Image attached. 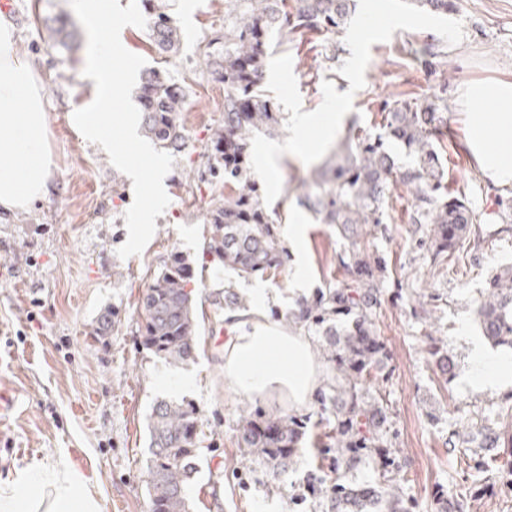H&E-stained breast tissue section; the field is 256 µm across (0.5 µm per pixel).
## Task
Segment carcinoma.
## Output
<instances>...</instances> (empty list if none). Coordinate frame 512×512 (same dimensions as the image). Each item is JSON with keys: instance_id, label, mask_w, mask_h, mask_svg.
<instances>
[{"instance_id": "obj_1", "label": "carcinoma", "mask_w": 512, "mask_h": 512, "mask_svg": "<svg viewBox=\"0 0 512 512\" xmlns=\"http://www.w3.org/2000/svg\"><path fill=\"white\" fill-rule=\"evenodd\" d=\"M149 37L159 54L171 58L179 50L181 31L167 12L165 0H142ZM354 0H225L224 31L203 51L204 66L224 82V122L210 129L205 149L209 172L224 180L228 192L208 211L209 235L202 264L230 269L241 278L275 280L286 268L288 250L281 239V215L261 199L258 180L249 168L251 137L274 134L282 123L265 93V49L276 34L301 39L309 34L337 33ZM426 11L446 14L453 0H409ZM51 32L53 47H67L66 24ZM144 135L164 151L184 141L179 116L185 88L167 72L149 69L137 91ZM448 111L438 97L397 94L383 103L381 132L357 134L296 185L299 206L336 229L344 249L336 254L343 278L323 281L316 296L304 300L281 320L293 333L303 326L324 336L318 355L334 371L330 393L318 394L322 430L313 437L321 458L320 474L309 479L320 489L326 512H412L400 470L390 457L393 431L386 386L389 353L376 332V316L386 262L371 247V238L386 223L391 188L410 190L407 223L413 233L430 240L431 270L451 266L470 247L477 223L465 187L448 189L438 145L448 131L437 113ZM394 140L413 157L400 166L387 145ZM208 292L213 318L211 333L224 330V315L249 310L248 299L233 281L208 289L196 281L188 258L171 251L141 293L137 311L142 345L172 364L195 361L202 336L196 290ZM474 313L481 334L494 348L512 351V267L491 274L476 299ZM117 322L107 310L97 319L95 335L107 336ZM428 360L448 377L454 361L437 342H430ZM305 421L260 407L241 415L237 447L255 455L278 479L299 452ZM146 460L149 512H190L191 486L197 473L196 451L202 443L196 408L161 399L148 418ZM448 452L464 464L471 491L455 493L448 512H472L474 489L503 486L512 490V397L488 415H477L467 435L448 424ZM374 455L381 465L375 485L353 483L363 458Z\"/></svg>"}]
</instances>
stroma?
<instances>
[{
  "label": "stroma",
  "mask_w": 512,
  "mask_h": 512,
  "mask_svg": "<svg viewBox=\"0 0 512 512\" xmlns=\"http://www.w3.org/2000/svg\"><path fill=\"white\" fill-rule=\"evenodd\" d=\"M183 41L171 61L151 45L147 30L124 27L123 46L148 66L165 70L186 88L182 120L184 146L164 179L170 203L156 218V231L141 254L119 258L127 239L124 214L134 198L130 178L111 164L108 154L86 140L73 122L76 109L95 97V83L83 74L86 34L73 29L70 49L51 46L44 18L73 17L68 0H13L15 49L43 87L47 112L46 151L52 160L50 190L29 205L0 211V396L13 403L0 419V479L66 456L83 476L78 493L96 497L101 512H147L146 424L161 399L186 402L199 412L207 436L198 449L193 487L196 512H323L319 501H297L296 493L317 460L309 434L319 420L310 402L307 438L288 472L271 479L257 458L241 455L236 429L242 411L258 406L287 409L279 393L248 401L225 382L224 357L209 326L194 363L174 365L140 344L136 304L167 251L177 249L200 259L208 231L211 196L223 185L196 190L190 170L204 168L206 131L224 118V85L203 71L200 55L224 28V0H167ZM452 18L462 20L465 38L448 45L430 30H396L390 40L373 44L364 87L354 92L350 118L376 131L382 100L401 91L443 98L448 110L449 145L441 153L450 177L464 182L479 222H501L499 199H511L512 187L488 186L467 150L462 87L475 80H512V0H455ZM433 43L432 65L418 61L413 48ZM344 34L315 37L305 47L274 42L270 53L290 54L304 111L322 102L323 82L338 92L350 82L339 69L347 52L333 53ZM407 189L394 188L389 222L373 246L385 259L387 273L377 310L376 330L391 360L387 390L395 440L392 458L400 466L416 512H445L452 490L464 485L460 463L448 453V426L466 429L478 411L500 404L506 392L464 387L470 356L466 337H479L474 300L487 276L512 266V234L486 240L469 251L463 276L434 278L421 250L414 248L405 211ZM283 224L304 227L299 251L274 281H266L276 301L267 313L283 317L301 300L311 299L324 277L333 275L343 242L329 225L288 200L281 206ZM304 265L308 286L296 290L294 271ZM442 296L445 304L419 319L411 308L421 297ZM117 310L112 335L99 338L98 315ZM443 344L455 361L456 379H448L426 361L430 340Z\"/></svg>",
  "instance_id": "obj_1"
}]
</instances>
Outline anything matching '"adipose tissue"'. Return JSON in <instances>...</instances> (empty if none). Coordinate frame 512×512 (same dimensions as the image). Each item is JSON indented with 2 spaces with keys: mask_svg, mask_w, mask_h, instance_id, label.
Here are the masks:
<instances>
[{
  "mask_svg": "<svg viewBox=\"0 0 512 512\" xmlns=\"http://www.w3.org/2000/svg\"><path fill=\"white\" fill-rule=\"evenodd\" d=\"M14 29L0 17V158L13 159L0 170V210L27 205L45 195L50 162L44 152L46 116L41 89L30 66L14 53ZM471 113L465 144L483 176L498 187L512 186V81L465 85L460 94ZM248 311L230 315L232 336L224 346V377L239 395L263 397L272 390L304 405L320 385L306 337L285 333L265 309L269 293L253 288ZM470 362L461 377L473 388L512 385V356L487 351L470 339ZM80 474L65 457L35 470L16 473L0 488V512H99L97 500L75 496Z\"/></svg>",
  "mask_w": 512,
  "mask_h": 512,
  "instance_id": "adipose-tissue-1",
  "label": "adipose tissue"
}]
</instances>
